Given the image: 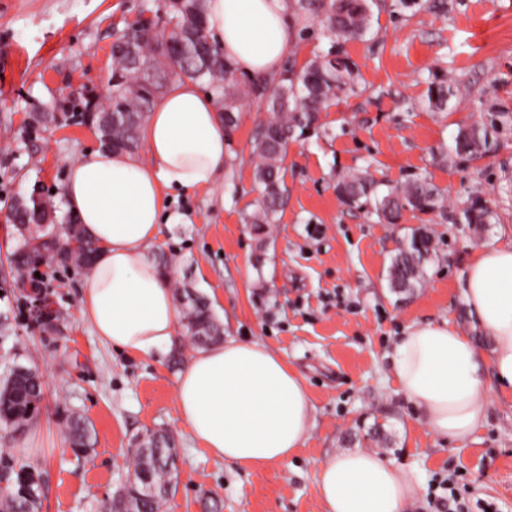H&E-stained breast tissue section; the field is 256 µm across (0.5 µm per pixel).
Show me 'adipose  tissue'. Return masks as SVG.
Returning <instances> with one entry per match:
<instances>
[{"label":"adipose tissue","mask_w":512,"mask_h":512,"mask_svg":"<svg viewBox=\"0 0 512 512\" xmlns=\"http://www.w3.org/2000/svg\"><path fill=\"white\" fill-rule=\"evenodd\" d=\"M208 32L237 72L279 74L293 50L290 0H207ZM144 156L100 147L68 168L64 206L100 248L84 277L79 313L94 334L135 357L167 353L179 312L172 275L149 260L162 224L178 223L167 195L213 186L228 154L224 115L199 82L170 83L144 121ZM462 296L490 350L449 321L414 324L396 342L393 375L439 439L464 444L488 414L484 382L512 397V241L475 250ZM175 403L193 442L250 472L287 465L312 428L301 375L262 342L227 337L191 352ZM322 512H406L420 496L412 475L364 449L332 455L316 470Z\"/></svg>","instance_id":"1"}]
</instances>
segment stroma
Segmentation results:
<instances>
[{"label":"stroma","instance_id":"35a3bbf8","mask_svg":"<svg viewBox=\"0 0 512 512\" xmlns=\"http://www.w3.org/2000/svg\"><path fill=\"white\" fill-rule=\"evenodd\" d=\"M154 0H0V369H38L44 397L22 434L0 430V475L31 471L41 485L40 512H101L126 483L132 450L145 431L170 433L180 482L161 512H321L317 465L352 448L376 451L421 485L408 512H434V479H453L470 502L512 512V400L485 383L484 424L461 446L437 439L407 402L392 374L391 351L412 323H456L480 348L490 340L465 306L463 273L475 249L512 240V124L492 137L486 156L452 147L461 128L512 114V0H375L369 32L344 43L359 69L355 90L339 94L319 128L292 141L282 161L287 193L265 236L245 218L260 198L250 141L268 112L246 100L226 132L229 163L214 187L172 196L181 214L163 225L149 259L172 271L174 288L203 295L224 333L259 340L304 378L314 424L288 467L246 472L194 444L174 400L175 380L192 349L178 335L162 357L130 358L92 332L79 315L84 271L35 261L25 287L9 262L15 241L11 206L39 191L66 217L62 190L70 164L96 137L71 113L50 129H30L34 112L88 86L107 96L110 46ZM285 59L301 68L328 50L320 26L293 27ZM452 81L447 111L427 102L430 87ZM368 171L378 181L427 177L446 195L447 216L402 212L380 224L336 193L339 177ZM495 215L482 226L454 223L474 198ZM432 228L436 253L423 284L389 286L392 256L414 229ZM49 299L54 323L33 307ZM81 415L88 448L75 451L66 418Z\"/></svg>","mask_w":512,"mask_h":512}]
</instances>
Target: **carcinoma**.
Listing matches in <instances>:
<instances>
[{
	"mask_svg": "<svg viewBox=\"0 0 512 512\" xmlns=\"http://www.w3.org/2000/svg\"><path fill=\"white\" fill-rule=\"evenodd\" d=\"M206 0H162L148 9L152 16L140 17L128 24L117 40L133 41L135 53L146 69L154 71L157 81L139 75L122 50H112V76L118 80L110 85L109 95L100 99L92 94H80L69 100V108L84 117L94 113V127L100 140L114 149L135 151L139 146V128L155 97L172 80L190 78L205 84L215 95L224 121L232 126L236 111L244 98H253L267 105L270 118L260 126L252 140L251 154L257 159L254 181L263 187L258 208L247 216L260 237L266 234L282 206L286 186L281 173L288 142L296 134L317 127L320 114L329 103L357 83V65L342 51L341 43L363 37L370 28L369 0H290L294 12L320 22L331 40L325 53H317L298 71L287 69L280 76L256 79L242 86L233 65L217 52L202 54L198 50L201 34L207 31ZM455 96L452 84L433 85L429 89L428 105L438 111L448 108ZM503 123L492 118L489 123H475L459 130L454 152L460 157L475 159L490 150L491 132ZM380 183L367 173L347 174L337 186L339 195L351 205L367 206V214L378 222L393 223L404 210L445 214V196L423 178L387 186L379 191ZM55 208L46 201L34 200L13 207V221L20 236L12 253L11 263L16 272L33 260L32 254L50 250V225L38 219L48 216ZM462 215L468 224H487L490 210L466 208ZM66 231L77 241V249L67 260L87 268L97 252L96 244L88 239L76 221ZM435 254L434 239L426 227L413 230L409 244L398 250L390 266V281L394 288L410 290L421 285L424 265ZM179 301L186 310V332L195 344H204L223 333L221 324L208 303L199 294L183 289ZM42 377L32 369L26 374L8 372L0 376V429L25 430L34 420L42 400ZM66 428L75 448L86 446L87 424L78 416H69ZM177 457L170 438L163 434H148L134 450L133 470L118 501L128 512H159L161 503L176 489ZM17 489L0 496V512H39L40 491L24 490L23 477L17 476Z\"/></svg>",
	"mask_w": 512,
	"mask_h": 512,
	"instance_id": "cac0c4a2",
	"label": "carcinoma"
}]
</instances>
